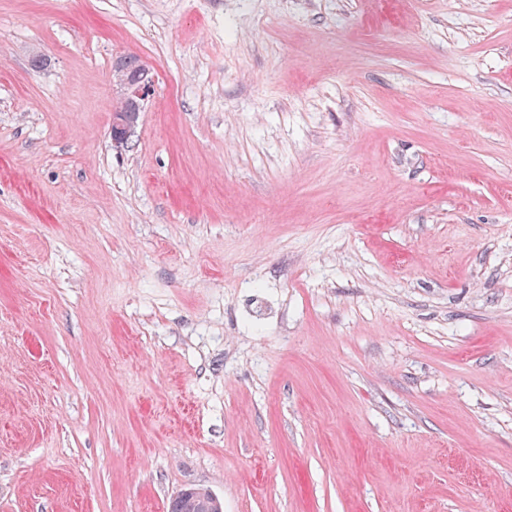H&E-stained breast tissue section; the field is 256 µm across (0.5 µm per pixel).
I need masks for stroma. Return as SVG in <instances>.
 I'll return each instance as SVG.
<instances>
[{"label":"stroma","mask_w":512,"mask_h":512,"mask_svg":"<svg viewBox=\"0 0 512 512\" xmlns=\"http://www.w3.org/2000/svg\"><path fill=\"white\" fill-rule=\"evenodd\" d=\"M191 485L512 512V0H0V512ZM136 57H128L130 69L138 66ZM113 84L119 89L117 106L112 116V140L122 145L138 125L144 103L152 92L154 80L150 67L141 62L135 73L127 67V57L119 56L112 64Z\"/></svg>","instance_id":"stroma-1"}]
</instances>
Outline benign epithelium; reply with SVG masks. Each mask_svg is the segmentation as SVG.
<instances>
[{
	"label": "benign epithelium",
	"mask_w": 512,
	"mask_h": 512,
	"mask_svg": "<svg viewBox=\"0 0 512 512\" xmlns=\"http://www.w3.org/2000/svg\"><path fill=\"white\" fill-rule=\"evenodd\" d=\"M113 84L119 89L117 106L112 116V140L123 144L138 125L144 103L152 92L154 80L150 67L142 62L136 72L127 67V57L119 56L112 64Z\"/></svg>",
	"instance_id": "obj_1"
}]
</instances>
